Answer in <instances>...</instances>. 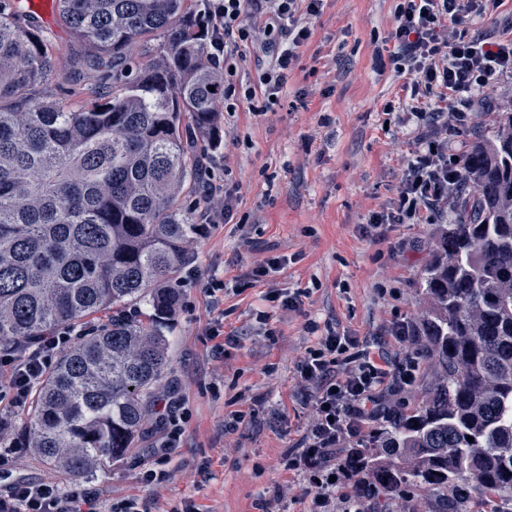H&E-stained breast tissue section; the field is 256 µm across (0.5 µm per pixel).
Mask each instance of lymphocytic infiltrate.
<instances>
[{
    "mask_svg": "<svg viewBox=\"0 0 512 512\" xmlns=\"http://www.w3.org/2000/svg\"><path fill=\"white\" fill-rule=\"evenodd\" d=\"M323 0H209L212 56L224 71V109L239 100L278 97L311 36L306 16L317 14ZM389 34L394 48L389 63L407 76V98L385 104L400 111L411 128L413 148L393 207L372 213L367 226L433 224L448 207V192L462 174L463 155L452 136L473 123L477 91L512 75V23L495 34L473 31L476 19L497 12L503 0H394ZM265 47L271 60L258 85L242 81L240 43ZM399 351L393 358L374 356L359 337L328 330L308 349L300 366L302 380L315 389V415L308 434L288 454L289 470L306 477L311 512H332L338 487L351 476L336 463L343 445L393 413L392 396L412 389L419 371L412 348L416 329L407 318L387 330ZM77 333L57 329L36 342L0 348V403L24 406L40 386L59 353L73 348ZM0 512H146L140 499L108 504L97 494L62 486L53 474L36 480L17 478L0 488Z\"/></svg>",
    "mask_w": 512,
    "mask_h": 512,
    "instance_id": "lymphocytic-infiltrate-1",
    "label": "lymphocytic infiltrate"
}]
</instances>
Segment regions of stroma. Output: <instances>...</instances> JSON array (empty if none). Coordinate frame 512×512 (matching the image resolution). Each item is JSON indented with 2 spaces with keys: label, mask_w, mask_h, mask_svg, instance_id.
<instances>
[{
  "label": "stroma",
  "mask_w": 512,
  "mask_h": 512,
  "mask_svg": "<svg viewBox=\"0 0 512 512\" xmlns=\"http://www.w3.org/2000/svg\"><path fill=\"white\" fill-rule=\"evenodd\" d=\"M392 6L324 0L278 104L257 112L244 100L222 115L212 177L239 190L229 222L190 245L173 280L180 302L164 382L181 399V435L165 463L169 482L141 480L165 437L169 414L158 404L126 458L105 472L64 476L65 484L103 502L140 497L148 512L185 500L197 512H256L277 492L279 512H305V482L283 464L314 415V390L299 373L316 341L305 323L393 352L387 328L398 313L417 320L433 246L430 224H397L382 240L361 232L372 212L391 207L412 148L398 113L384 109L405 95L404 77L378 62L392 48ZM480 97L491 108L477 111L459 149L489 132L496 109L512 100V76ZM272 258L282 259L280 269L249 279ZM214 280L224 290L212 298L205 287ZM274 289L304 291L300 310L269 301Z\"/></svg>",
  "instance_id": "35a3bbf8"
}]
</instances>
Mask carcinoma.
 Listing matches in <instances>:
<instances>
[{
	"instance_id": "cac0c4a2",
	"label": "carcinoma",
	"mask_w": 512,
	"mask_h": 512,
	"mask_svg": "<svg viewBox=\"0 0 512 512\" xmlns=\"http://www.w3.org/2000/svg\"><path fill=\"white\" fill-rule=\"evenodd\" d=\"M52 2L64 45L0 0V344L116 312L60 356L27 418L36 455L81 477L122 459L152 414L171 280L203 232L183 199L203 166L197 136L217 135L224 76L206 0ZM62 56L72 88L57 98L41 88ZM102 68L110 94L92 82ZM462 181L419 284L432 380L343 456L351 501L372 512L417 494L432 512H467L475 495L512 512V101Z\"/></svg>"
}]
</instances>
